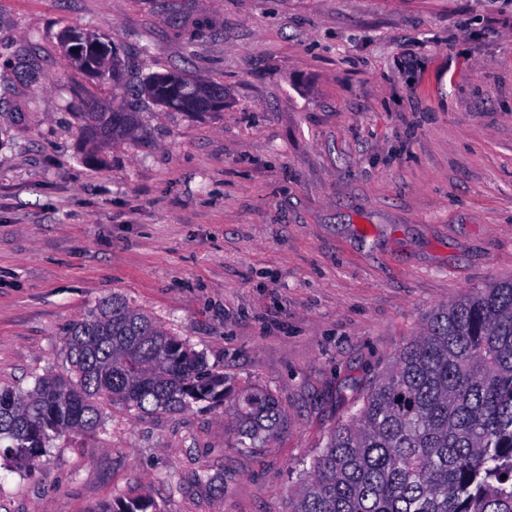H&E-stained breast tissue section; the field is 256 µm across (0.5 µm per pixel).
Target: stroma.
<instances>
[{"instance_id": "stroma-1", "label": "stroma", "mask_w": 512, "mask_h": 512, "mask_svg": "<svg viewBox=\"0 0 512 512\" xmlns=\"http://www.w3.org/2000/svg\"><path fill=\"white\" fill-rule=\"evenodd\" d=\"M70 28L223 110L132 102L69 63ZM91 97L139 138L95 149ZM510 278L512 0H0V387L69 375L67 326L117 295L287 415L242 449L221 407L104 404L31 471L0 459V512H287L349 382ZM153 508L154 502L145 494L129 499L117 498L113 504L104 505L96 512H156Z\"/></svg>"}]
</instances>
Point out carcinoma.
I'll use <instances>...</instances> for the list:
<instances>
[{"label":"carcinoma","instance_id":"carcinoma-1","mask_svg":"<svg viewBox=\"0 0 512 512\" xmlns=\"http://www.w3.org/2000/svg\"><path fill=\"white\" fill-rule=\"evenodd\" d=\"M61 43L80 70L95 74L105 59L122 76L112 44L71 30ZM192 81L152 75L137 91L169 111L199 113L180 94ZM78 117L84 134L103 143L136 131V113L94 97ZM64 355L73 377H38L24 394L0 387V456L19 470L34 467L54 438L97 431L101 399L151 413L229 398L243 448L272 441L286 418L273 395L233 392L202 354L118 296L69 326ZM304 473L288 512H512V279L433 310ZM152 508L145 494L98 512Z\"/></svg>","mask_w":512,"mask_h":512}]
</instances>
